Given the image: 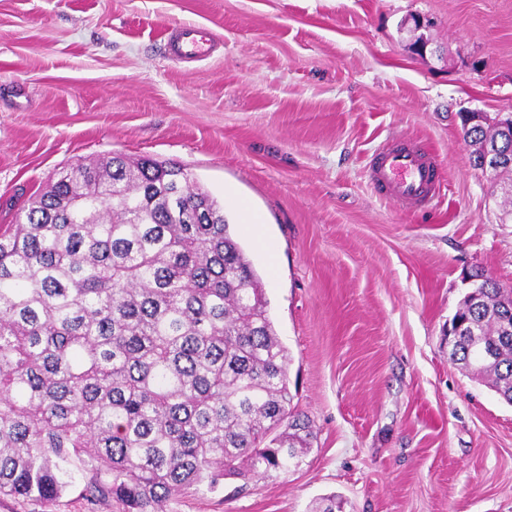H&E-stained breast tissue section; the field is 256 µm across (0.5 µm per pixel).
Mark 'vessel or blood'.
Returning a JSON list of instances; mask_svg holds the SVG:
<instances>
[{
    "mask_svg": "<svg viewBox=\"0 0 512 512\" xmlns=\"http://www.w3.org/2000/svg\"><path fill=\"white\" fill-rule=\"evenodd\" d=\"M213 42L202 25L182 26L170 45L180 59L203 60L210 56ZM436 162L421 148L395 142L384 149L375 164L373 181L377 190L410 209L431 200L436 191Z\"/></svg>",
    "mask_w": 512,
    "mask_h": 512,
    "instance_id": "1",
    "label": "vessel or blood"
}]
</instances>
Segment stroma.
I'll list each match as a JSON object with an SVG mask.
<instances>
[{"label":"stroma","instance_id":"35a3bbf8","mask_svg":"<svg viewBox=\"0 0 512 512\" xmlns=\"http://www.w3.org/2000/svg\"><path fill=\"white\" fill-rule=\"evenodd\" d=\"M185 24L211 30L210 59L168 58ZM510 109L512 0H0V224L80 162L183 165L260 277L312 423L298 469L168 512H312L332 494L344 512H512V406L447 337L472 275L512 286V172L491 190L458 118ZM392 136L437 156L433 208L373 191ZM84 485L0 512H113Z\"/></svg>","mask_w":512,"mask_h":512}]
</instances>
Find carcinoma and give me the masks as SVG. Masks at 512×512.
<instances>
[{"label": "carcinoma", "instance_id": "cac0c4a2", "mask_svg": "<svg viewBox=\"0 0 512 512\" xmlns=\"http://www.w3.org/2000/svg\"><path fill=\"white\" fill-rule=\"evenodd\" d=\"M509 310L490 279L451 359L512 405ZM288 365L224 208L177 163L63 169L0 225V496L50 504L77 463L89 499L166 512L188 488L295 470L312 432Z\"/></svg>", "mask_w": 512, "mask_h": 512}]
</instances>
